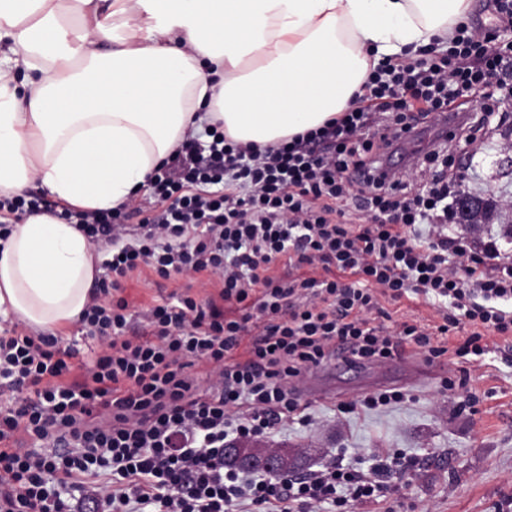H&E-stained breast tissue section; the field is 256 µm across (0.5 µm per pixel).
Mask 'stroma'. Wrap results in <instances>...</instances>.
<instances>
[{
  "label": "stroma",
  "mask_w": 512,
  "mask_h": 512,
  "mask_svg": "<svg viewBox=\"0 0 512 512\" xmlns=\"http://www.w3.org/2000/svg\"><path fill=\"white\" fill-rule=\"evenodd\" d=\"M511 141L512 126L499 122L487 132L483 149L456 147L454 169L459 189L498 203L469 241L477 245L492 235L506 253L512 252L507 235L512 210L500 202L512 198V174H502L496 161ZM186 284L181 276L162 280L145 268L127 279L123 295L138 311ZM465 337L462 331L451 336V352L424 362V376L414 383L406 381L400 357L355 370L336 360L321 366L317 382L330 398L312 402L309 422H287L258 437V444L294 449L308 472L339 457L368 473L379 450L416 460L415 470L400 474L385 497L352 505L349 512H500L512 503V338L471 363L453 353ZM446 378L466 379L471 402L443 390ZM393 389L407 392V399L359 414L338 410L340 404Z\"/></svg>",
  "instance_id": "35a3bbf8"
}]
</instances>
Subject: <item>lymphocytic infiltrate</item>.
I'll list each match as a JSON object with an SVG mask.
<instances>
[{
	"label": "lymphocytic infiltrate",
	"mask_w": 512,
	"mask_h": 512,
	"mask_svg": "<svg viewBox=\"0 0 512 512\" xmlns=\"http://www.w3.org/2000/svg\"><path fill=\"white\" fill-rule=\"evenodd\" d=\"M491 3L490 27L463 23L448 50L382 58L352 108L281 147L207 127V148L185 141L151 178L150 204L0 199L1 242L47 210L112 249L78 320L96 343L81 377L61 336L0 330V391L11 394L0 403V512H321L385 495L410 468L404 457L370 475L333 461L299 479L245 478L225 467L224 441L309 421L296 381L331 358L382 362L409 348L479 358L488 337L512 335V263L495 241L475 249L451 234L448 203L449 142H476L500 110L492 86L512 53L500 40L512 0ZM448 112L459 125L414 166L393 168L404 142ZM279 260L291 277L273 274ZM143 266L218 295L170 294L132 333L119 291ZM306 266L323 278L301 276ZM410 295L437 301L440 323L395 320L381 305Z\"/></svg>",
	"instance_id": "obj_1"
}]
</instances>
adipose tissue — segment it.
Returning a JSON list of instances; mask_svg holds the SVG:
<instances>
[{
	"label": "adipose tissue",
	"instance_id": "adipose-tissue-1",
	"mask_svg": "<svg viewBox=\"0 0 512 512\" xmlns=\"http://www.w3.org/2000/svg\"><path fill=\"white\" fill-rule=\"evenodd\" d=\"M473 0H0V196L113 209L203 126L276 145L348 108L371 62L450 43ZM93 246L48 212L0 247V315L79 319Z\"/></svg>",
	"mask_w": 512,
	"mask_h": 512
}]
</instances>
